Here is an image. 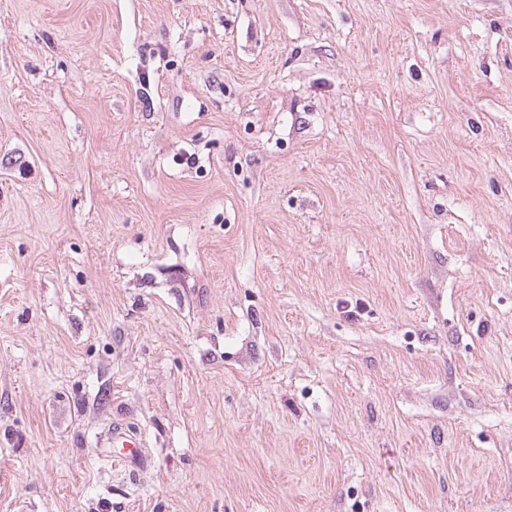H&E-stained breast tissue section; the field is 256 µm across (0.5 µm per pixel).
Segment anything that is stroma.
Listing matches in <instances>:
<instances>
[{"label": "stroma", "mask_w": 512, "mask_h": 512, "mask_svg": "<svg viewBox=\"0 0 512 512\" xmlns=\"http://www.w3.org/2000/svg\"><path fill=\"white\" fill-rule=\"evenodd\" d=\"M0 512H512V0H0ZM121 445L119 453L112 452V462L116 467L127 470L128 476L136 478L149 466V460L140 448L139 442L122 425L116 424L98 437V448H114Z\"/></svg>", "instance_id": "1"}]
</instances>
